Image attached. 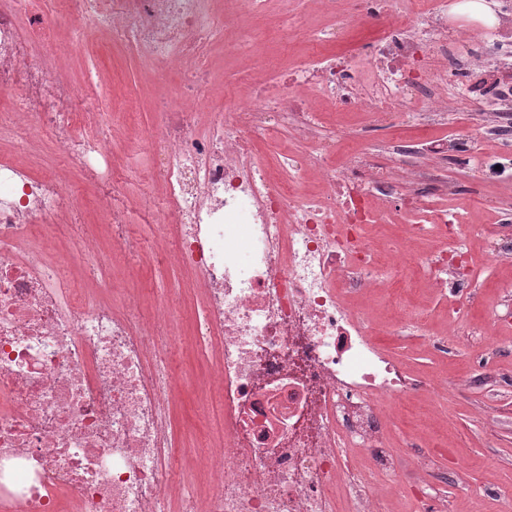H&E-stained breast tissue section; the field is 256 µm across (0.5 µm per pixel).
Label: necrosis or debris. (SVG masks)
Returning <instances> with one entry per match:
<instances>
[{
  "label": "necrosis or debris",
  "mask_w": 512,
  "mask_h": 512,
  "mask_svg": "<svg viewBox=\"0 0 512 512\" xmlns=\"http://www.w3.org/2000/svg\"><path fill=\"white\" fill-rule=\"evenodd\" d=\"M0 0V87L18 99L0 109V143L27 150L50 138L66 161L31 174L0 160V512H381L372 473L392 471L388 413L448 380L415 378L381 349L360 299L394 297L415 271L451 289L449 314L476 298L472 240L500 262L503 232L439 210L409 229L439 250L392 241L380 262L367 232L379 215L423 210L439 175L416 154L469 163L468 138L406 144L392 131L411 104L418 128L441 125L453 99L489 122H512V0L493 24L448 25L447 0H350L314 45L377 31L362 55L314 52L271 82L246 67L249 103L197 112L163 109L150 136L151 170L165 186L160 239L166 263L186 270L199 301L191 335L173 332L180 291L154 297L148 316L111 279L116 255L139 256L127 197L112 170V115L37 61L59 21L96 20L112 42L142 52L156 70L180 71L182 97L206 103L212 77L202 59L245 13L269 0ZM366 113L387 130L397 170L367 145L332 156L343 128L327 130L319 102ZM291 130L301 152L263 161L257 141ZM81 172L102 202L111 249L78 218L68 189ZM204 351L200 386L218 427L206 451L178 446L171 414L176 361ZM365 457L360 470L351 453Z\"/></svg>",
  "instance_id": "1"
}]
</instances>
